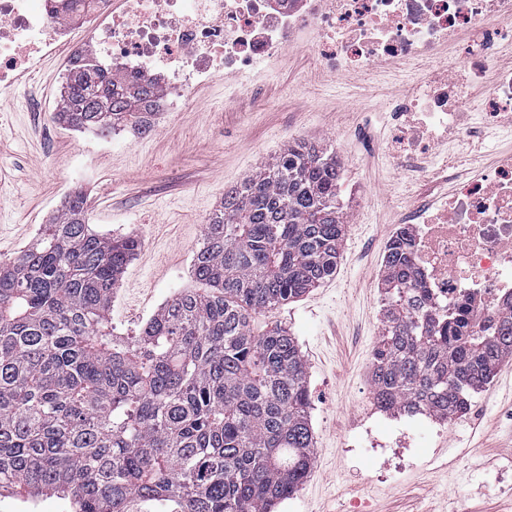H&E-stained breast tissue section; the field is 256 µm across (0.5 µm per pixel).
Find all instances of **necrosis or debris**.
<instances>
[{"instance_id":"4bbe7bcc","label":"necrosis or debris","mask_w":512,"mask_h":512,"mask_svg":"<svg viewBox=\"0 0 512 512\" xmlns=\"http://www.w3.org/2000/svg\"><path fill=\"white\" fill-rule=\"evenodd\" d=\"M88 19L92 52L114 77L163 86L162 110L189 87L232 80L268 65L284 46L307 42L329 74L426 62V72L390 106L387 157L418 171L448 141L466 143L469 178L431 202L411 203L414 261L438 313L466 303L473 319L512 297V154L480 163L482 129L512 135V0H0V91L68 43L73 18ZM485 98L467 94L487 72Z\"/></svg>"}]
</instances>
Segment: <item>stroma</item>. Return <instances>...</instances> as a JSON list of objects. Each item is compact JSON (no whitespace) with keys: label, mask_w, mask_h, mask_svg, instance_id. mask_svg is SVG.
Segmentation results:
<instances>
[{"label":"stroma","mask_w":512,"mask_h":512,"mask_svg":"<svg viewBox=\"0 0 512 512\" xmlns=\"http://www.w3.org/2000/svg\"><path fill=\"white\" fill-rule=\"evenodd\" d=\"M69 59L58 52L0 94V258L26 248L66 195L83 190L95 230L140 242L110 311L118 332L136 334L192 287L193 252L225 189L290 145L321 143L341 163L338 196L350 222L335 274L266 317L301 349L315 437L305 481L276 512H512V358L474 393L473 416L390 414L372 395L385 246L410 202L463 172L437 165L422 177L385 154L383 113L423 64L328 76L310 46H289L260 74L194 87L145 132L101 137L52 118ZM364 419L382 439L430 429L387 464L358 435Z\"/></svg>","instance_id":"obj_1"}]
</instances>
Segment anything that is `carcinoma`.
I'll return each instance as SVG.
<instances>
[{"mask_svg": "<svg viewBox=\"0 0 512 512\" xmlns=\"http://www.w3.org/2000/svg\"><path fill=\"white\" fill-rule=\"evenodd\" d=\"M152 81L70 61L55 112L108 136L147 129ZM340 163L299 143L224 193L194 251L197 284L128 337L110 306L138 241L87 223L71 194L34 243L0 259V492L52 493L75 512H272L314 448L307 366L288 331L255 317L336 272L345 224ZM374 402L448 421L512 358V303L487 322L437 314L399 231L387 246Z\"/></svg>", "mask_w": 512, "mask_h": 512, "instance_id": "obj_1", "label": "carcinoma"}]
</instances>
